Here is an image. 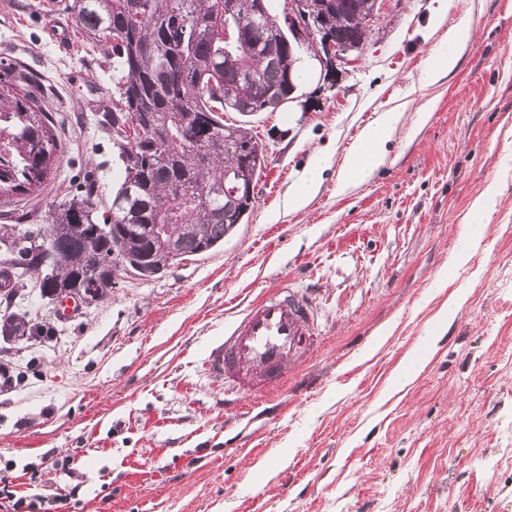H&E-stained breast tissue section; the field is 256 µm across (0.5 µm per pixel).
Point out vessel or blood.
Wrapping results in <instances>:
<instances>
[{"label":"vessel or blood","instance_id":"1","mask_svg":"<svg viewBox=\"0 0 512 512\" xmlns=\"http://www.w3.org/2000/svg\"><path fill=\"white\" fill-rule=\"evenodd\" d=\"M315 312L298 291L281 287L252 301L208 352V371L235 391L278 386L288 365L315 333Z\"/></svg>","mask_w":512,"mask_h":512}]
</instances>
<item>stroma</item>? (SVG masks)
I'll return each instance as SVG.
<instances>
[{
	"instance_id": "obj_1",
	"label": "stroma",
	"mask_w": 512,
	"mask_h": 512,
	"mask_svg": "<svg viewBox=\"0 0 512 512\" xmlns=\"http://www.w3.org/2000/svg\"><path fill=\"white\" fill-rule=\"evenodd\" d=\"M72 0H0V62L37 73L67 151L47 200L119 168L96 124L112 60ZM472 30L453 69L431 58ZM365 178L347 152L383 117ZM267 167L224 244L68 319L26 290L47 334L0 342V468L58 512H512V0H381L354 63L313 64L274 112H228ZM318 184L289 203L304 175ZM498 192L480 224L472 208ZM290 285L317 311L287 380L224 405L209 348L252 300ZM420 372L398 378L416 355ZM470 36V29L465 25L460 26L452 33H450L448 35V49L444 52V55L435 56L430 60V75L451 69L456 64V45L460 42L468 40ZM390 138V121L369 127L358 144L349 152L339 180L346 185L371 172L380 162L382 151Z\"/></svg>"
}]
</instances>
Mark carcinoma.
I'll return each mask as SVG.
<instances>
[{"label": "carcinoma", "mask_w": 512, "mask_h": 512, "mask_svg": "<svg viewBox=\"0 0 512 512\" xmlns=\"http://www.w3.org/2000/svg\"><path fill=\"white\" fill-rule=\"evenodd\" d=\"M272 0H72L74 28L112 51L111 108L98 124L123 164L122 182L103 215L102 186L84 174L72 197L49 209L46 224L24 213L0 225V272L12 275L10 302L28 274L55 301L62 294L97 303L119 274L155 278L207 253L253 208L249 182L266 164L263 147L222 112L283 107L298 82V52L288 46L287 14ZM320 43L359 46L364 0H313ZM39 76L0 75V199L44 192L64 156L58 122L32 87ZM44 332L29 313L0 321V338Z\"/></svg>", "instance_id": "obj_1"}]
</instances>
